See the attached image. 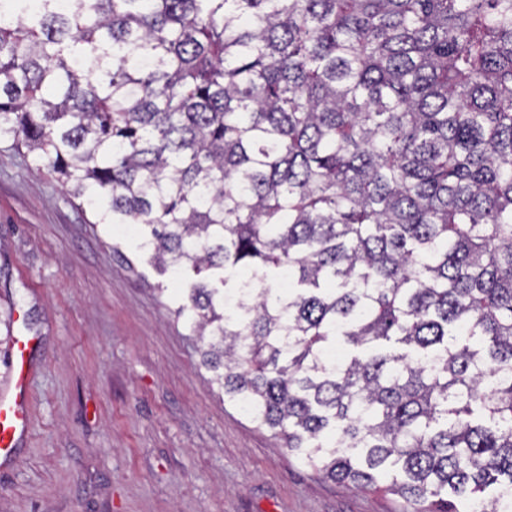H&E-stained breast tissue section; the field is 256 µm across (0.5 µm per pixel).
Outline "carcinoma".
<instances>
[{"mask_svg":"<svg viewBox=\"0 0 512 512\" xmlns=\"http://www.w3.org/2000/svg\"><path fill=\"white\" fill-rule=\"evenodd\" d=\"M2 140L155 262L224 272L175 314L303 465L501 512L512 0H0Z\"/></svg>","mask_w":512,"mask_h":512,"instance_id":"carcinoma-1","label":"carcinoma"}]
</instances>
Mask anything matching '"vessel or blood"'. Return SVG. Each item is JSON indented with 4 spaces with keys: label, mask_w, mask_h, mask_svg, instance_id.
<instances>
[{
    "label": "vessel or blood",
    "mask_w": 512,
    "mask_h": 512,
    "mask_svg": "<svg viewBox=\"0 0 512 512\" xmlns=\"http://www.w3.org/2000/svg\"><path fill=\"white\" fill-rule=\"evenodd\" d=\"M16 326L5 348L0 349V364L6 374L0 379V466L12 464L21 441L30 429L29 373L32 356L39 340L29 333L23 317H16Z\"/></svg>",
    "instance_id": "vessel-or-blood-1"
}]
</instances>
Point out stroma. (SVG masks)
Wrapping results in <instances>:
<instances>
[{
    "instance_id": "stroma-1",
    "label": "stroma",
    "mask_w": 512,
    "mask_h": 512,
    "mask_svg": "<svg viewBox=\"0 0 512 512\" xmlns=\"http://www.w3.org/2000/svg\"><path fill=\"white\" fill-rule=\"evenodd\" d=\"M180 281L124 224L0 143V348L41 338L0 512H402L324 479L227 403L175 315Z\"/></svg>"
}]
</instances>
